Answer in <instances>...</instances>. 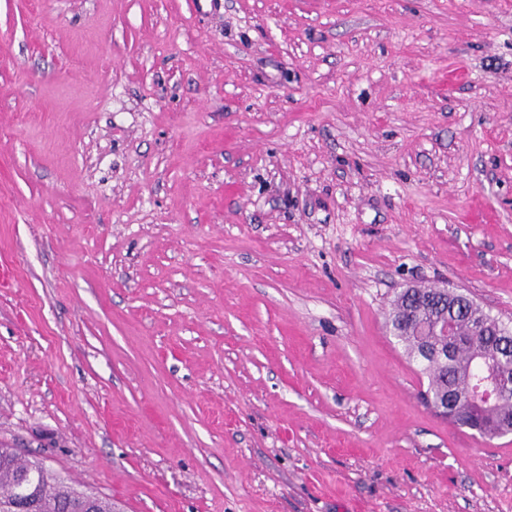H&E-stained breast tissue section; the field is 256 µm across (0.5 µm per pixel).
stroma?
<instances>
[{"mask_svg":"<svg viewBox=\"0 0 512 512\" xmlns=\"http://www.w3.org/2000/svg\"><path fill=\"white\" fill-rule=\"evenodd\" d=\"M0 442L116 512H512L408 284L512 326V0H0Z\"/></svg>","mask_w":512,"mask_h":512,"instance_id":"obj_1","label":"stroma"}]
</instances>
